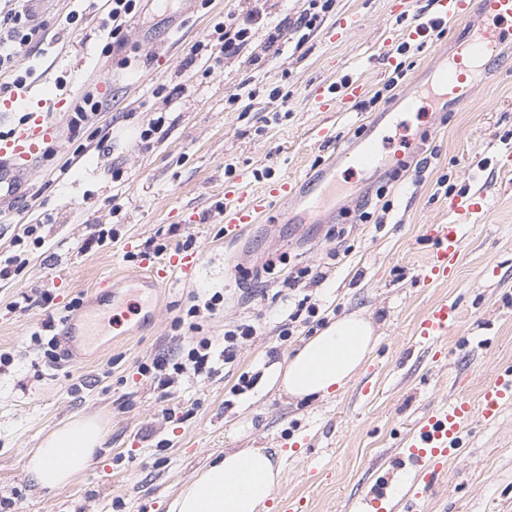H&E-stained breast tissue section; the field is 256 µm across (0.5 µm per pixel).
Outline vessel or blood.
<instances>
[{"instance_id": "vessel-or-blood-1", "label": "vessel or blood", "mask_w": 512, "mask_h": 512, "mask_svg": "<svg viewBox=\"0 0 512 512\" xmlns=\"http://www.w3.org/2000/svg\"><path fill=\"white\" fill-rule=\"evenodd\" d=\"M474 11L482 16V24L431 77L432 85L443 90L448 98L471 96L476 75L501 62L505 45L512 44V0H439L436 19L455 27ZM41 94V86L24 82L1 105L7 111L24 113L25 118L7 134H0V201L16 195L27 169L40 158L44 145L61 136V128L52 114L33 106ZM333 154L366 168L377 160L376 143L367 138L352 148L334 146ZM302 186V180L289 178L268 183L257 196L225 191L222 211L225 238H238L245 225L255 223L267 203L293 201ZM485 205L486 194L481 190L452 197L448 201L450 221L423 226L422 235L429 242L430 250L420 267L422 282L445 283L456 276L464 246V228L477 223ZM198 264L197 254L179 253L163 266L151 269L146 280L152 286H160L172 271L189 278ZM459 316L456 303L441 299L432 303L415 324L414 336L430 347L435 362L445 360L443 340ZM507 405H512L510 367L496 372L482 389L478 404H470L462 397L417 418L401 441L412 470L410 483L400 492L383 485L374 486L362 499V512H417V503L439 483L449 459L458 457L464 430L472 416L491 423Z\"/></svg>"}]
</instances>
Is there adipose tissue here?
Wrapping results in <instances>:
<instances>
[{
    "instance_id": "1",
    "label": "adipose tissue",
    "mask_w": 512,
    "mask_h": 512,
    "mask_svg": "<svg viewBox=\"0 0 512 512\" xmlns=\"http://www.w3.org/2000/svg\"><path fill=\"white\" fill-rule=\"evenodd\" d=\"M376 342L374 325L363 315L331 321L274 371L270 383L298 401L330 395L351 380ZM104 436L94 418H77L54 430L28 459L31 479L43 488L65 486L87 468ZM280 472L278 455L270 449L225 451L179 493L169 512H262Z\"/></svg>"
}]
</instances>
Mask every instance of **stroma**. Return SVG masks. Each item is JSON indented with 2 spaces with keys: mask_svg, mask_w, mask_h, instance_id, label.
Returning <instances> with one entry per match:
<instances>
[{
  "mask_svg": "<svg viewBox=\"0 0 512 512\" xmlns=\"http://www.w3.org/2000/svg\"><path fill=\"white\" fill-rule=\"evenodd\" d=\"M395 2L333 0L315 29L271 44L269 27L296 17L305 0H142L123 45L106 54L99 0H29L37 34L15 73L0 74V88L19 74L49 94L67 91L68 104L56 115L62 138L0 208V255L24 260L19 274L0 280V353L10 357L0 366V512H168L211 456L231 448L281 450L274 497L304 498L308 512H357L412 421L461 395L478 401L496 370L512 366V170L501 159L512 152V63L501 62L445 111L387 115L393 97L425 85L433 59L453 54L468 27L398 54L415 18L395 12ZM256 7L262 19L239 54L191 57L222 17ZM398 64L404 79L392 97H379ZM90 71L111 85L87 83ZM345 77L364 84L361 102L318 111L316 95L338 97ZM246 81L256 96L245 111L234 97ZM87 94L102 107L72 130ZM160 116L161 132L141 139ZM370 125L379 161L367 171L337 166L321 223H289L276 202L238 241L225 242V188L244 178L255 190L321 170L329 157L321 129L350 145ZM477 184L488 206L466 229L458 277L421 283L422 225L448 222L449 198ZM27 224L38 225L42 245L13 247ZM103 228L116 239L83 250ZM149 240L198 254L197 275L176 273L141 292L146 269L137 254ZM305 267L324 275L311 288L320 317L365 315L378 341L342 391L295 401L263 378L309 337L301 321L291 338L280 336L289 313L282 282ZM45 289L55 306L39 303ZM217 291L224 310L201 313V335L220 339L252 323L258 336L243 340L218 373L183 375L163 394L139 364L180 354L190 332L175 327L176 317ZM23 294L30 306L11 310ZM76 296L81 308L64 314ZM443 297L462 315L439 366L412 333ZM46 321L58 337L71 322L85 331L61 345L56 365L30 341ZM243 374L251 379L245 389ZM83 416L102 422L103 445L69 485L39 488L26 468L32 450ZM421 512H512V406L495 423L468 424L462 457L449 461Z\"/></svg>",
  "mask_w": 512,
  "mask_h": 512,
  "instance_id": "1",
  "label": "stroma"
}]
</instances>
